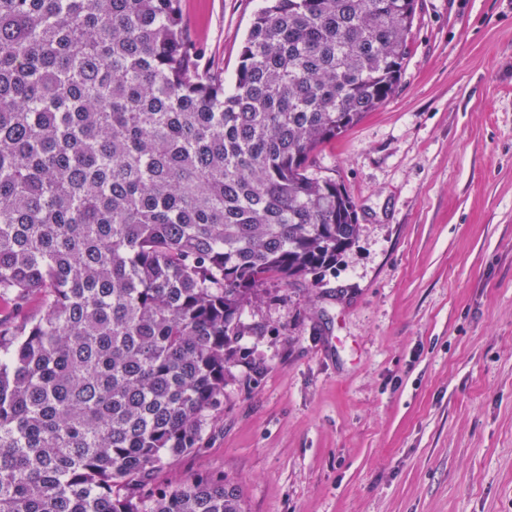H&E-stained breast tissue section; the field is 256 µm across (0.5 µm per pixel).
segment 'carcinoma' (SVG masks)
I'll return each instance as SVG.
<instances>
[{"label": "carcinoma", "instance_id": "carcinoma-1", "mask_svg": "<svg viewBox=\"0 0 512 512\" xmlns=\"http://www.w3.org/2000/svg\"><path fill=\"white\" fill-rule=\"evenodd\" d=\"M235 79L180 0H0V512H243L151 483L246 359L270 278L336 266L322 146L396 93L417 0H266Z\"/></svg>", "mask_w": 512, "mask_h": 512}]
</instances>
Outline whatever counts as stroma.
<instances>
[{"instance_id":"35a3bbf8","label":"stroma","mask_w":512,"mask_h":512,"mask_svg":"<svg viewBox=\"0 0 512 512\" xmlns=\"http://www.w3.org/2000/svg\"><path fill=\"white\" fill-rule=\"evenodd\" d=\"M263 0H181L232 80ZM335 268L268 280L199 448L246 512H512V0H418L392 99L322 147Z\"/></svg>"}]
</instances>
